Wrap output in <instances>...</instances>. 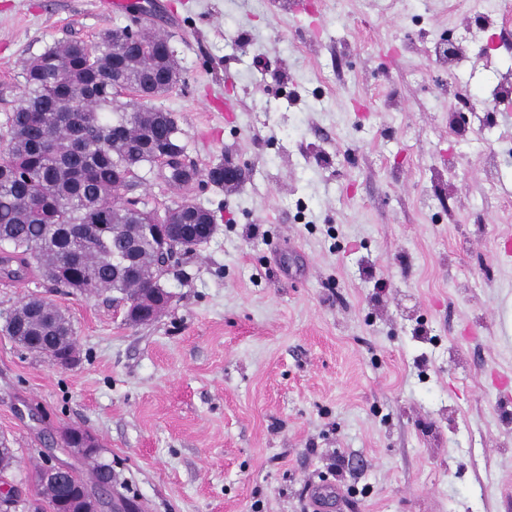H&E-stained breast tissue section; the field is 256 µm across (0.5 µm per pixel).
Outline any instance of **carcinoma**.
Listing matches in <instances>:
<instances>
[{
  "mask_svg": "<svg viewBox=\"0 0 512 512\" xmlns=\"http://www.w3.org/2000/svg\"><path fill=\"white\" fill-rule=\"evenodd\" d=\"M129 37L128 29L107 30L89 45L72 40L46 48L25 68V93L7 117L0 134V277L19 281L37 274L57 288H74L91 296L112 291L130 298L149 281L135 280L119 257L133 246L140 258L155 264L153 237L137 224H156L160 216L141 201L122 198L145 168L161 156H182L178 125L172 113L142 104L120 108L114 101L125 92L151 99L180 81L173 57L159 52L161 39H146L137 59L114 60V44ZM71 83L82 111L66 123H50L46 131L58 151L45 154L38 143L43 131L35 122L52 105L56 85ZM152 116L141 122L136 112ZM83 132V152L69 151L74 128ZM196 168L176 161L172 180L188 182ZM166 213L192 225L177 240L178 250L193 252L216 233L215 215L207 208L182 202ZM24 348L62 353L74 336L71 323L51 303L37 296L5 317L0 328ZM50 512L58 509L57 486L38 474Z\"/></svg>",
  "mask_w": 512,
  "mask_h": 512,
  "instance_id": "1",
  "label": "carcinoma"
}]
</instances>
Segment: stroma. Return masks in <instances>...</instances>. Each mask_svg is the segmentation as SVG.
<instances>
[{
	"label": "stroma",
	"mask_w": 512,
	"mask_h": 512,
	"mask_svg": "<svg viewBox=\"0 0 512 512\" xmlns=\"http://www.w3.org/2000/svg\"><path fill=\"white\" fill-rule=\"evenodd\" d=\"M0 0V123L27 60L136 24L167 37L185 161L224 188L145 174L134 194L213 211L153 322L112 293L0 279L70 320L60 368L0 332V476L48 512L49 448L140 512H512V22L499 0ZM455 38L453 66L430 48ZM232 100L233 111L217 114ZM469 105L465 132L450 115ZM42 418L34 420L31 408ZM97 458L60 452L67 428ZM356 493L336 498V463Z\"/></svg>",
	"instance_id": "35a3bbf8"
}]
</instances>
